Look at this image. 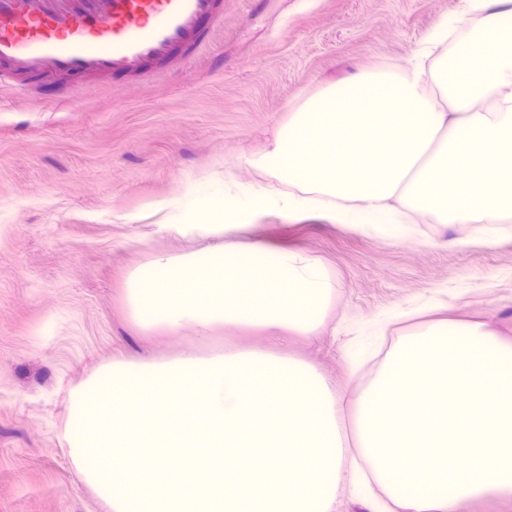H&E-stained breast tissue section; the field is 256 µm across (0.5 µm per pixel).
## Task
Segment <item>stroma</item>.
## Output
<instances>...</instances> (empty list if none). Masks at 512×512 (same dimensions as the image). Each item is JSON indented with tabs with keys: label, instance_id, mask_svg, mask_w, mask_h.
Listing matches in <instances>:
<instances>
[{
	"label": "stroma",
	"instance_id": "35a3bbf8",
	"mask_svg": "<svg viewBox=\"0 0 512 512\" xmlns=\"http://www.w3.org/2000/svg\"><path fill=\"white\" fill-rule=\"evenodd\" d=\"M461 0H224L194 59L146 80H98L72 96L0 87V512H103L66 456L70 387L119 358L160 361L263 349L316 367L351 406L377 366L342 359L395 309L480 321L512 338V235L420 223L379 239L320 215L270 214L234 240L299 249L331 283L319 336L224 326L144 332L129 275L201 247L162 228L156 202L221 179L261 181L251 157L308 97L356 74L409 68Z\"/></svg>",
	"mask_w": 512,
	"mask_h": 512
}]
</instances>
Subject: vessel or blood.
<instances>
[{"instance_id":"obj_1","label":"vessel or blood","mask_w":512,"mask_h":512,"mask_svg":"<svg viewBox=\"0 0 512 512\" xmlns=\"http://www.w3.org/2000/svg\"><path fill=\"white\" fill-rule=\"evenodd\" d=\"M223 19L224 0H0V79L66 93L144 79L187 61Z\"/></svg>"}]
</instances>
